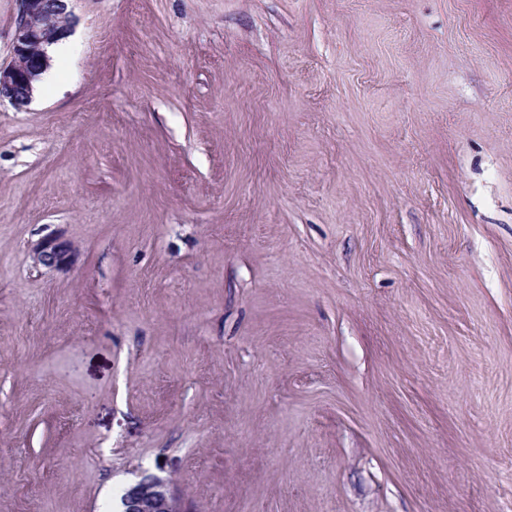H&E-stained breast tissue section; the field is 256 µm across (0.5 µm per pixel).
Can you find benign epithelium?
<instances>
[{"label": "benign epithelium", "instance_id": "benign-epithelium-1", "mask_svg": "<svg viewBox=\"0 0 512 512\" xmlns=\"http://www.w3.org/2000/svg\"><path fill=\"white\" fill-rule=\"evenodd\" d=\"M10 61L0 64V103L23 110L32 101L40 76L48 68V48L73 32L75 16L69 0H15ZM36 265L53 267L62 252L44 243L33 252ZM117 512H189L174 485L163 478L144 474L129 484Z\"/></svg>", "mask_w": 512, "mask_h": 512}]
</instances>
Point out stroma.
I'll use <instances>...</instances> for the list:
<instances>
[{"label":"stroma","instance_id":"stroma-1","mask_svg":"<svg viewBox=\"0 0 512 512\" xmlns=\"http://www.w3.org/2000/svg\"><path fill=\"white\" fill-rule=\"evenodd\" d=\"M72 9L0 103V512H512V0ZM174 485L163 478L144 474L129 484L118 503L117 512H188Z\"/></svg>","mask_w":512,"mask_h":512}]
</instances>
